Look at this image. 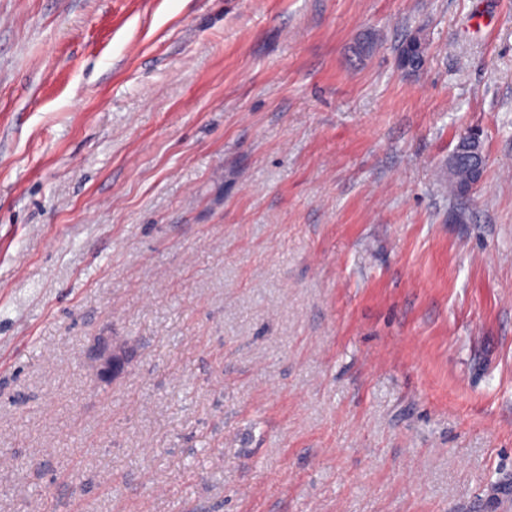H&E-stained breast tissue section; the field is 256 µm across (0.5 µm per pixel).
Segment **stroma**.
I'll use <instances>...</instances> for the list:
<instances>
[{"label": "stroma", "mask_w": 512, "mask_h": 512, "mask_svg": "<svg viewBox=\"0 0 512 512\" xmlns=\"http://www.w3.org/2000/svg\"><path fill=\"white\" fill-rule=\"evenodd\" d=\"M0 512H512V0H0ZM482 153V142L477 132L463 135L448 157V165L456 170L463 164H468L471 158H476Z\"/></svg>", "instance_id": "35a3bbf8"}]
</instances>
